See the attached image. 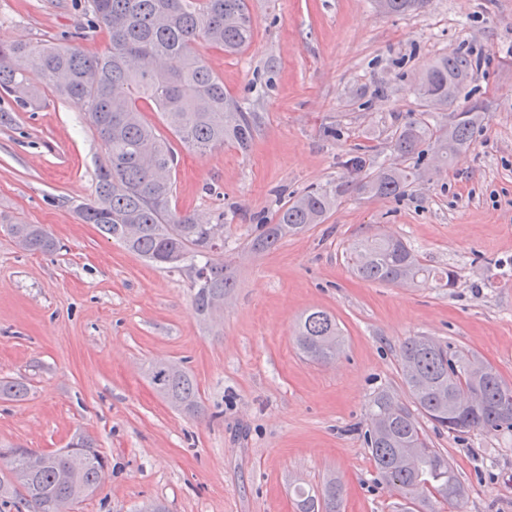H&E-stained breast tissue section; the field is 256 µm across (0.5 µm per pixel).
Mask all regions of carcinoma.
<instances>
[{
  "label": "carcinoma",
  "instance_id": "carcinoma-1",
  "mask_svg": "<svg viewBox=\"0 0 512 512\" xmlns=\"http://www.w3.org/2000/svg\"><path fill=\"white\" fill-rule=\"evenodd\" d=\"M429 0H377L390 14L422 9ZM86 22L71 41L31 46H0V96L23 112L46 104L45 91L57 98L83 101L88 119L104 146L99 159L95 196L81 215L105 236L132 253L170 272L190 268L194 302L202 315L224 301L234 287L224 274V245L214 242L210 224H200L174 204L176 155L158 137L146 112H158L186 146L200 155L224 143L246 151L255 120L250 112H230L224 81L198 47L233 54L253 39L247 0H84ZM102 32L107 46L89 53L77 40ZM477 61L460 50L437 58L417 83L420 105L448 106L462 91ZM481 112L473 106L458 112L446 125L433 124L427 113L388 134L393 151L407 161L431 143L443 164L467 148ZM414 167L381 165L352 184L310 187L280 207L276 223L256 225L254 251H268L286 235L323 223L349 189L378 197H400L417 179ZM26 250L51 253L56 242L42 224L9 225ZM358 278L379 283L409 281L451 288L456 272L435 271L400 238L372 237L353 242L346 252ZM295 343L309 360L325 363L336 356L342 331L335 316L321 309L306 311L297 326ZM401 371L415 410L382 391L369 410L367 445L377 475L394 486L412 512L431 502L460 505L465 490L448 456L432 447L419 423L424 417L452 434L474 429L512 431V384L490 363L479 361L449 344L423 336L408 339L400 350ZM151 383L177 407L198 409V389L182 369L159 365ZM26 387L0 381V397L24 399ZM92 458L83 483L71 487L63 475L70 456L51 452L45 466L23 484L11 473L16 449L0 448V512H69L92 496L107 474V456L90 436L78 433L69 443ZM302 512H340L342 487L331 480L321 497L297 490Z\"/></svg>",
  "mask_w": 512,
  "mask_h": 512
}]
</instances>
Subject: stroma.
Returning <instances> with one entry per match:
<instances>
[{"mask_svg": "<svg viewBox=\"0 0 512 512\" xmlns=\"http://www.w3.org/2000/svg\"><path fill=\"white\" fill-rule=\"evenodd\" d=\"M251 45L205 56L230 103L255 113L248 151H189L158 113L175 150V200L201 222H224L235 281L204 318L189 271L169 272L84 223L103 148L85 108L49 97L34 112L0 99V380L28 389L0 399V444L66 447L94 436L112 471L75 512H298L294 489L343 487L341 512H402L379 483L363 434L374 396L410 404L400 348L415 336L451 343L512 384V0H429L406 15L373 0H248ZM80 0H0V42L59 41L82 22ZM482 60L437 122L479 106L468 149L446 166L421 161L405 195L347 192L324 223L253 251L258 220L304 189L351 182V165L394 162L387 136L419 113L415 87L439 56ZM45 225L59 248L24 250L7 221ZM399 237L423 263L449 267L453 288L353 276L355 240ZM335 315L336 358L295 344L307 309ZM188 372L201 414L177 410L149 379L153 365ZM421 427L447 454L468 497L440 512H512V433L465 441Z\"/></svg>", "mask_w": 512, "mask_h": 512, "instance_id": "stroma-1", "label": "stroma"}]
</instances>
